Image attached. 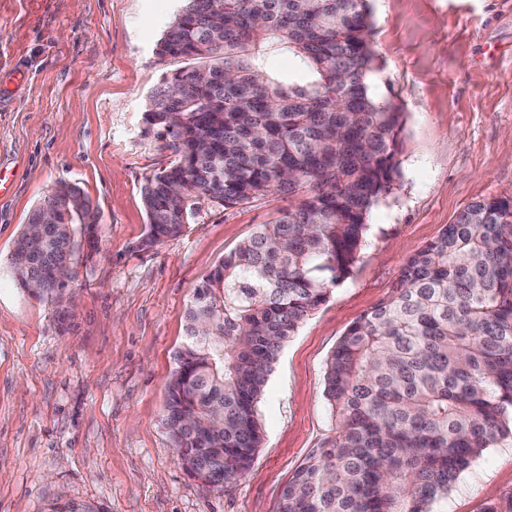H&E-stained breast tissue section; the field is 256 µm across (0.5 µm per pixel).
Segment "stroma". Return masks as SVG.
I'll return each mask as SVG.
<instances>
[{"instance_id": "stroma-1", "label": "stroma", "mask_w": 512, "mask_h": 512, "mask_svg": "<svg viewBox=\"0 0 512 512\" xmlns=\"http://www.w3.org/2000/svg\"><path fill=\"white\" fill-rule=\"evenodd\" d=\"M182 0H0V512L57 499L102 512H276L283 485L337 434L324 395L340 336L384 300L405 259L469 204L512 203V0H370L373 88L404 112L400 177L375 206L349 276L282 348L257 403L263 444L227 488L190 477L163 424L187 305L285 194L210 212L150 249L141 186L169 162L144 130L148 96L182 59L156 45ZM79 186L100 214L61 306L10 267L31 210ZM512 492V439L486 449L434 512Z\"/></svg>"}]
</instances>
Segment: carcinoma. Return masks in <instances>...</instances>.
I'll return each instance as SVG.
<instances>
[{
    "label": "carcinoma",
    "mask_w": 512,
    "mask_h": 512,
    "mask_svg": "<svg viewBox=\"0 0 512 512\" xmlns=\"http://www.w3.org/2000/svg\"><path fill=\"white\" fill-rule=\"evenodd\" d=\"M368 0H183L156 54L195 62L162 74L147 131L170 163L146 179L142 245L181 236L208 211L272 193L297 204L202 281L175 354L165 425L177 459L209 486L241 479L263 442L257 403L284 344L350 274L371 210L398 176L399 102L374 94ZM292 53L311 80L268 72ZM78 206L41 224L47 208ZM91 199L60 183L10 256L18 285L66 295ZM338 434L282 488L277 512H433L484 450L512 437V205L467 206L410 257L389 296L353 322L326 363ZM46 512H99L59 500Z\"/></svg>",
    "instance_id": "1"
}]
</instances>
